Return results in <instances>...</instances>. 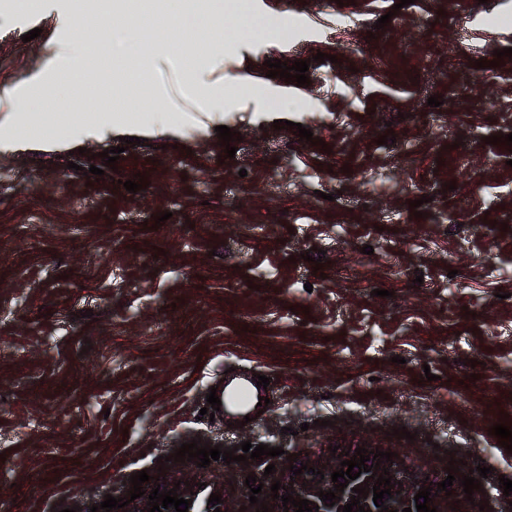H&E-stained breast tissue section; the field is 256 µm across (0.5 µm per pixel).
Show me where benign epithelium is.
Masks as SVG:
<instances>
[{
    "mask_svg": "<svg viewBox=\"0 0 512 512\" xmlns=\"http://www.w3.org/2000/svg\"><path fill=\"white\" fill-rule=\"evenodd\" d=\"M356 452L351 451L349 453L340 452V457L335 458H316L309 459L307 461L295 462V468H300L301 465H308L315 468V470H323V475H312L304 473L302 475H292L290 470L286 469L280 476L281 485L283 488L278 490L279 495L290 493L296 500L307 499L314 502V505L319 507L318 512H342L344 505L351 502V496L354 495L353 488L362 487L364 484H369L367 488L368 496L365 499H360V503L367 504V507L372 512H384L382 508L376 506L373 502V486L377 485V478L371 477L370 470L377 469V474H382V469H389L390 476H392L391 483L395 484L391 495L384 496V504L388 505V509L403 510L409 508L412 512H417L415 502H424V499L414 500V496L418 491L422 490V487L432 488V495L430 498L433 502L429 503V506L437 507V512H453L451 510V504L454 497L445 495V492H437L438 483L444 481L447 478V474H442L434 477H421L417 474H408L402 471L398 463H390L387 459H381L380 467H375V460L365 462V466L368 467V471L361 473V475L355 479L349 481V485L344 488V492L336 493L338 499L335 500V505H330V502L321 500V497L317 495L319 491H329L334 489V482L331 479V473L340 470L342 462L345 459H353ZM189 482L190 486H185L184 482ZM182 485L177 493L184 499L193 500L192 505L189 506L188 512H214L215 507L208 504L210 494H224V488L214 487L209 492H204L198 489L196 482L192 477L181 479ZM403 484V487H397V484Z\"/></svg>",
    "mask_w": 512,
    "mask_h": 512,
    "instance_id": "7a95c632",
    "label": "benign epithelium"
}]
</instances>
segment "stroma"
Returning <instances> with one entry per match:
<instances>
[{"label":"stroma","mask_w":512,"mask_h":512,"mask_svg":"<svg viewBox=\"0 0 512 512\" xmlns=\"http://www.w3.org/2000/svg\"><path fill=\"white\" fill-rule=\"evenodd\" d=\"M396 2L255 0L254 14L288 36L214 48L223 123L240 137L227 158L180 93L194 45L160 68L166 42L133 55L112 44L124 27L205 32L198 8L173 15L150 0L106 17L45 0L28 25L0 0V83L69 46L98 50L125 91L108 115L81 121L131 123L142 140L0 149V512L95 506L127 495L143 469V490L188 474L256 512L244 478L261 474L266 495L277 480L260 460L159 471L158 457L196 438L282 448L278 467L299 451L370 444L426 475L445 472L441 447L460 474L489 469L456 512H512L501 484L512 454L488 433L512 427V148L486 142L512 130V57L477 66L512 47V27L493 22L512 0ZM80 6L85 24L62 31L56 17ZM33 27L40 37L26 40ZM277 59L309 61V85L268 77ZM250 83L262 94L241 95ZM147 95L175 135L147 134ZM437 95L443 105L428 106ZM280 119L288 128H274ZM116 146L112 170L102 153ZM92 165L103 171L93 184ZM137 174L145 187L126 191ZM163 211L170 219L155 224ZM456 223L493 232L464 241L448 231ZM315 248L323 266L303 258ZM231 368L270 379L268 406L242 426L200 416ZM401 426L414 440L392 436Z\"/></svg>","instance_id":"35a3bbf8"}]
</instances>
